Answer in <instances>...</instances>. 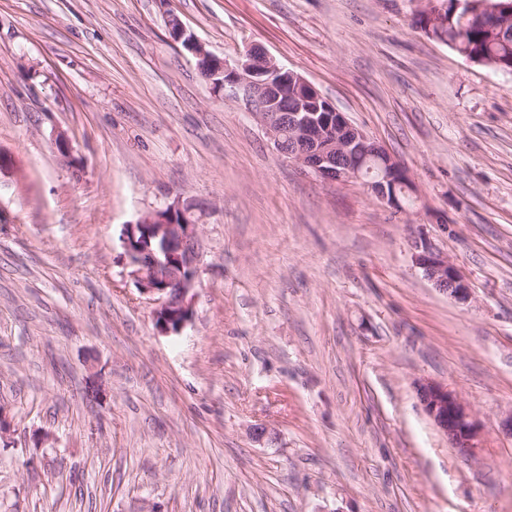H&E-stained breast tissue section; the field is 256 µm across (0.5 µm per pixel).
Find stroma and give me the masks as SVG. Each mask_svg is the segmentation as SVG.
Here are the masks:
<instances>
[{
    "label": "stroma",
    "instance_id": "stroma-1",
    "mask_svg": "<svg viewBox=\"0 0 512 512\" xmlns=\"http://www.w3.org/2000/svg\"><path fill=\"white\" fill-rule=\"evenodd\" d=\"M422 7L0 0V512H512V73L428 37ZM172 14L311 82L405 169L408 212L281 155ZM176 200L200 276L164 335L120 231ZM422 377L471 408L477 459ZM415 248V265L435 287L455 300L465 302L469 299L470 288L466 277L447 255L429 243L421 242ZM420 402L452 448L466 458H476L481 448L479 429L469 406L448 385L428 378L414 382Z\"/></svg>",
    "mask_w": 512,
    "mask_h": 512
}]
</instances>
